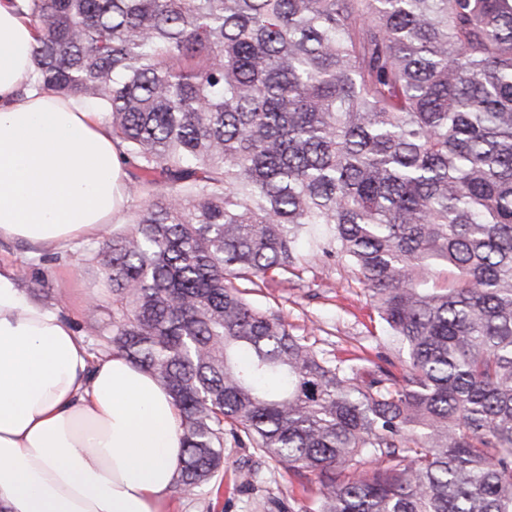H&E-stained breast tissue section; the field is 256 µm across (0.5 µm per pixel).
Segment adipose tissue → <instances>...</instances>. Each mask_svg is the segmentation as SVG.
<instances>
[{"label": "adipose tissue", "mask_w": 512, "mask_h": 512, "mask_svg": "<svg viewBox=\"0 0 512 512\" xmlns=\"http://www.w3.org/2000/svg\"><path fill=\"white\" fill-rule=\"evenodd\" d=\"M35 44L0 0V240L61 251L120 219L127 160L101 113L32 86ZM182 454L168 389L0 269V512H165Z\"/></svg>", "instance_id": "1"}]
</instances>
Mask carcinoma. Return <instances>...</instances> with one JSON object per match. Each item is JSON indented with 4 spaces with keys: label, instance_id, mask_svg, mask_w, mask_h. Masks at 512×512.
I'll list each match as a JSON object with an SVG mask.
<instances>
[{
    "label": "carcinoma",
    "instance_id": "1",
    "mask_svg": "<svg viewBox=\"0 0 512 512\" xmlns=\"http://www.w3.org/2000/svg\"><path fill=\"white\" fill-rule=\"evenodd\" d=\"M26 2L35 86L131 163L93 339L170 391L180 489L228 433L317 476L300 512H512V0ZM309 251L401 371L248 300Z\"/></svg>",
    "mask_w": 512,
    "mask_h": 512
}]
</instances>
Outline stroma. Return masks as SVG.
Wrapping results in <instances>:
<instances>
[{
    "instance_id": "stroma-1",
    "label": "stroma",
    "mask_w": 512,
    "mask_h": 512,
    "mask_svg": "<svg viewBox=\"0 0 512 512\" xmlns=\"http://www.w3.org/2000/svg\"><path fill=\"white\" fill-rule=\"evenodd\" d=\"M83 253L80 246L59 254L49 251L36 264L27 246L0 240V264L16 268L35 264L43 282L22 283V290L70 319L82 340L95 323L91 305L103 302L109 288L97 268L84 261ZM250 299L281 314L316 351L343 359L395 355L367 291L344 260L307 256L295 275L267 282ZM317 488L315 475L276 465L228 435L218 477L199 495L173 490L168 512H299Z\"/></svg>"
}]
</instances>
